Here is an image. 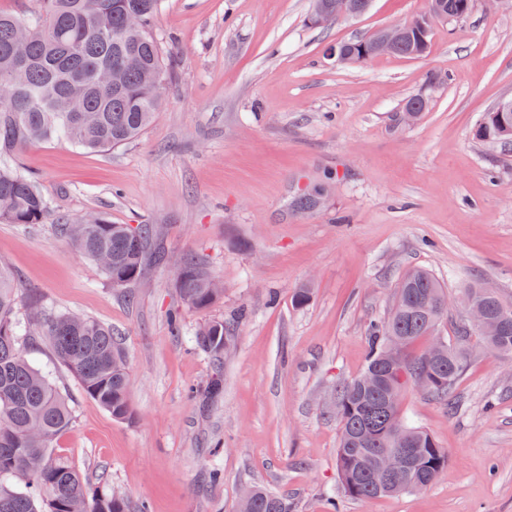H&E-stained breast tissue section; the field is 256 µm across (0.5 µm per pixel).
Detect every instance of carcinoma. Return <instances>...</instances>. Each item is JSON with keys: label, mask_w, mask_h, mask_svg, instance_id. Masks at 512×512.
<instances>
[{"label": "carcinoma", "mask_w": 512, "mask_h": 512, "mask_svg": "<svg viewBox=\"0 0 512 512\" xmlns=\"http://www.w3.org/2000/svg\"><path fill=\"white\" fill-rule=\"evenodd\" d=\"M38 7L14 14L0 10V77L16 76L12 94L0 99V155L36 142L65 140L101 151L135 140L155 120L166 99L171 62L153 35L160 0H37ZM450 16L468 15L472 0H439ZM358 57L375 56L372 37L346 42ZM428 43L413 32L393 54L419 57ZM479 142H512V114L487 112L473 129ZM49 204L35 180L9 165L0 166V222L44 224ZM59 234L101 266L113 284L136 281L146 263L153 231L112 224L98 213L79 224L58 225ZM208 267L189 255L177 285L183 306L207 311L224 295L212 287ZM17 283L0 268V512H130L124 496L109 490L88 493L80 471L54 453L53 441L72 423L69 400L48 373L33 366L20 349L22 335L49 342L57 361L78 379L83 393L115 420L131 417L128 374L121 343L112 328L96 321L46 313L32 302V322L24 329L14 309ZM465 300L477 302L495 328L462 322L455 342H443L433 360L409 349L433 335L448 312V294L428 269H408L396 283L386 321L371 327L363 371L336 389L340 437L336 467L342 486L362 500L430 487L448 469V453L428 432L408 425L400 414L401 393L415 380H430L428 396L453 405V390L468 366L466 346L477 335L505 359L512 358V306L486 288H470ZM229 340L224 320L210 319L194 335V345L224 359ZM408 454L405 470L382 482L375 469L388 453ZM24 480L26 489L4 484ZM237 512H288V503L253 488Z\"/></svg>", "instance_id": "cac0c4a2"}]
</instances>
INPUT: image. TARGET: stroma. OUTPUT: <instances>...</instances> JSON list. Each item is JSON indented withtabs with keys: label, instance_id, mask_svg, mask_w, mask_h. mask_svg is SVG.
I'll return each mask as SVG.
<instances>
[{
	"label": "stroma",
	"instance_id": "1",
	"mask_svg": "<svg viewBox=\"0 0 512 512\" xmlns=\"http://www.w3.org/2000/svg\"><path fill=\"white\" fill-rule=\"evenodd\" d=\"M428 0H371L361 15L312 26L311 0H162L154 26L173 66L166 101L136 141L87 152L64 141L8 157L34 177L52 222L0 223V267L31 302L111 326L121 337L132 415L117 421L87 398L42 339L23 340L73 410L53 446L92 486L132 512H236L244 488L286 498L292 512H512V359L472 339L457 410L406 390L403 415L448 452V471L420 493L364 501L336 468L332 399L369 352L398 276L430 269L448 293L440 334L466 320L461 293L512 304V144L472 129L512 97V6L474 0L435 24L419 58L348 65L328 46L427 11ZM414 97L427 108L412 124ZM316 206L299 212V197ZM91 213L148 224L162 259L113 287L53 224ZM224 286L209 313L182 309L186 255ZM312 291L307 305L295 289ZM182 311L173 335L171 310ZM224 319L223 367L195 349L206 317ZM224 390L208 395L215 374ZM224 472L210 483L211 468Z\"/></svg>",
	"mask_w": 512,
	"mask_h": 512
}]
</instances>
